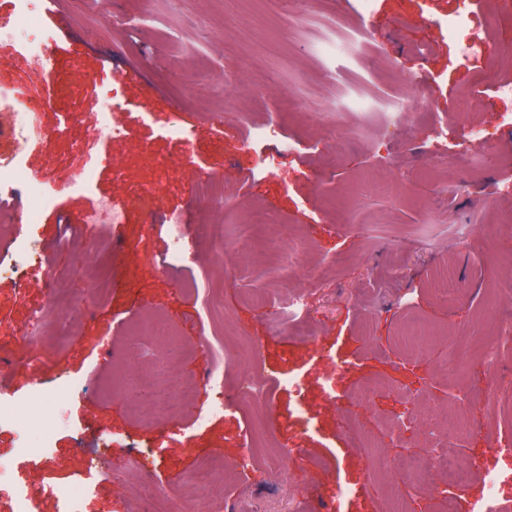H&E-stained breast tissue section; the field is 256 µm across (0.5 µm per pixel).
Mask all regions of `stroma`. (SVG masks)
Wrapping results in <instances>:
<instances>
[{"label": "stroma", "instance_id": "obj_1", "mask_svg": "<svg viewBox=\"0 0 512 512\" xmlns=\"http://www.w3.org/2000/svg\"><path fill=\"white\" fill-rule=\"evenodd\" d=\"M499 0H288L268 15L262 0H54L43 27L53 37V64L36 63L16 43L0 40V127L29 89L45 107L52 135L0 137V160L43 178L37 223L11 220L0 231V368L18 396L30 388L29 352L42 357L45 394L28 411L31 436L48 426L45 457L16 454L21 430L0 426V512L25 483L40 512L82 481L88 459L102 471L81 512H137L142 480L168 491L161 512H184L180 492L203 460L220 459L229 478L213 490L223 512H392L381 486L385 461L427 454L433 438L414 415L422 402L437 419L465 412L470 429L448 441L449 454L506 474L499 503L512 512V61L495 70L461 54L448 21L469 12L485 27ZM365 28L361 48L332 51L337 31ZM210 86L191 87L198 62ZM124 81L128 135L97 146L93 180L74 190L85 163L76 145L101 107L105 78ZM471 90L469 126L435 128L459 112ZM195 132L192 142L170 126ZM485 137L480 148L467 127ZM279 129L291 146L258 132ZM153 209L131 205L144 190ZM224 193L225 205L208 202ZM100 199L124 220L99 231L84 214ZM267 218L279 244L300 250L296 272L280 274L246 260L240 243L223 255L195 243L196 259L169 265L171 217L183 224H242ZM128 269L104 292L95 284L112 267ZM51 279L55 296L42 283ZM268 291L264 307L250 301ZM307 311V335L283 323L287 301ZM49 309L35 324L33 315ZM169 322L183 346L134 337L140 324ZM433 326L422 351L399 335L411 320ZM210 337L211 346L200 345ZM499 350L496 365L480 355L484 337ZM467 345L471 358L453 376L438 366ZM237 365L216 388L205 376L225 347ZM146 382L158 374L197 378L198 390L173 422L146 424L142 411L112 392L124 361ZM261 376L270 390L238 404L240 389ZM361 386L372 399L351 398ZM224 412L209 416L215 401ZM265 418L273 439L255 430ZM377 436L365 447L360 431ZM277 462L287 476L275 480ZM149 476L141 478L138 467ZM406 512H471L484 492L435 479L405 485Z\"/></svg>", "mask_w": 512, "mask_h": 512}]
</instances>
